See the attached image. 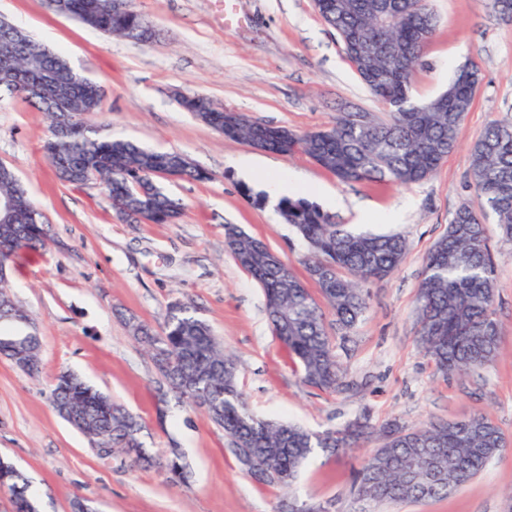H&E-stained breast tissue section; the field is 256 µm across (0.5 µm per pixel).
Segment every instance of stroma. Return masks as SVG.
I'll return each mask as SVG.
<instances>
[{"label": "stroma", "mask_w": 512, "mask_h": 512, "mask_svg": "<svg viewBox=\"0 0 512 512\" xmlns=\"http://www.w3.org/2000/svg\"><path fill=\"white\" fill-rule=\"evenodd\" d=\"M155 36L131 42L104 36L47 12L41 0H0V17L63 53L72 68L103 90L94 123L115 138L184 154L205 169L204 182L169 179L183 206L174 224H129L96 182L62 184L42 145L48 122L22 100L0 97V160L12 166L52 229L47 250L23 253L6 269L14 301L41 339L42 368L30 376L0 358V458L32 482L39 512H288L291 503L327 512H512V447L445 499L368 503L353 479L374 448L365 443L338 457L315 455L292 489L258 482L227 451L224 432L199 409L168 394L150 354L130 335L134 315L161 330L170 303H191L239 364L240 390L253 415L320 433L355 421L409 427L483 414L512 440V241L494 217L485 225L495 263L497 359L480 373L445 376L417 334V294L426 256L457 208L474 200L471 146L493 120L512 115V18L493 0H430L439 25L426 66L414 79L423 103L468 65L481 84L464 117L458 145L435 173L411 186L340 183L309 157L284 156L229 139L198 122L178 94L205 96L254 122L298 133L328 128L350 104L386 118V107L361 83L335 32L313 0H132ZM253 157V172L235 164ZM292 171L307 196L353 231L398 233L409 248L398 268L363 283L367 309L350 332L327 330L341 364L333 392L305 384L265 313L260 285L224 248V227L240 225L304 273L306 246L279 216L275 200L255 204L246 189L266 191L269 177ZM71 371L138 415L146 447L181 448L189 484L159 468L131 467L121 454L99 458L89 439L52 409L49 392Z\"/></svg>", "instance_id": "obj_1"}]
</instances>
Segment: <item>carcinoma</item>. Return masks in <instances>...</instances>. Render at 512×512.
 Returning a JSON list of instances; mask_svg holds the SVG:
<instances>
[{
	"mask_svg": "<svg viewBox=\"0 0 512 512\" xmlns=\"http://www.w3.org/2000/svg\"><path fill=\"white\" fill-rule=\"evenodd\" d=\"M417 0H314L321 20L343 45L361 82L388 107V119L371 112H339L324 130L296 133L286 127L224 121V108L191 95L178 105L197 121L228 138L260 143L263 149L292 156L304 154L344 184L392 181L411 186L431 176L458 142L463 116L472 106L481 81L477 68L458 75L448 89L427 103L412 100V79L438 19ZM389 6L385 29L376 9ZM45 10L58 6L81 18L85 26L109 36L127 34L139 41L154 30L141 26L131 9L112 12V0H42ZM23 64L18 82L0 83V93L19 97L49 118L42 149L60 181L81 186L96 180L123 207L119 217L130 223L174 224L182 215L159 179L204 181L207 172L179 152L144 148L125 139L97 134L84 121L60 125L61 113L49 111L47 100L69 94L71 67L59 53L29 35L18 43ZM60 81L44 88L46 74ZM73 107L88 115L101 108L96 89L87 86ZM470 179L476 197L454 213L448 229L429 252L418 289V335L425 354L443 375H470L492 363L500 350V326L494 308L495 274L483 222L490 211L502 235L512 241V117L487 125L471 147ZM0 195L13 200L9 222L0 223V264L23 251L44 249L49 225L10 166H0ZM278 211L306 243L307 279L261 240L236 224L224 225L226 250L261 285L268 318L288 355L297 361L308 385L334 391L341 370L327 332L321 306L310 293L312 281L336 316V326L349 331L360 321L366 301L358 281L391 274L406 249L397 234H355L333 222L307 196L283 197ZM133 337L151 353L170 390L204 409L224 430L228 444L248 448L261 469L258 481L283 489L318 450L334 455L373 434L366 422L344 431L311 433L283 421L254 417L238 390L239 367L216 340L210 326L180 301L168 308L162 331L129 319ZM0 356L34 374L40 368V339L25 311L14 303L7 282L0 280ZM54 411L82 431L94 449L105 445L123 452L142 468L160 465L175 483L188 480L183 454L172 448L156 457L141 441L139 417L112 402L70 372L60 373L51 391ZM380 445L356 472L358 496L369 502L421 501L444 498L475 477L507 447L491 419L476 415L431 422L417 428L390 424L380 430ZM16 512H38L29 479L0 459V477Z\"/></svg>",
	"mask_w": 512,
	"mask_h": 512,
	"instance_id": "cac0c4a2",
	"label": "carcinoma"
}]
</instances>
